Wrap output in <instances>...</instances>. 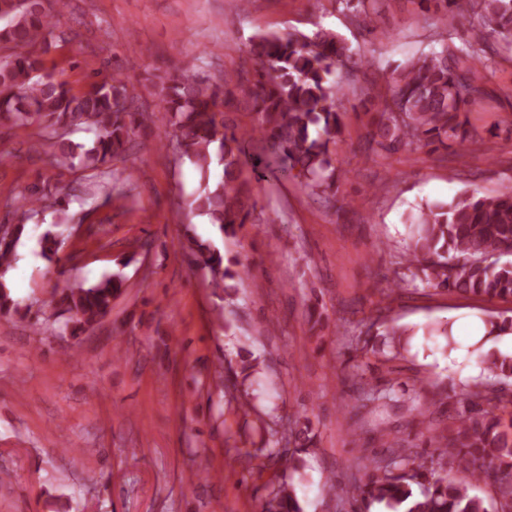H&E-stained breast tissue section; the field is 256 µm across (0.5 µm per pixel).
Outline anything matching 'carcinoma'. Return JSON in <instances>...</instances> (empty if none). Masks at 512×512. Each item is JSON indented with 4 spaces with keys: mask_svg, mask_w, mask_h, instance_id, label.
Masks as SVG:
<instances>
[{
    "mask_svg": "<svg viewBox=\"0 0 512 512\" xmlns=\"http://www.w3.org/2000/svg\"><path fill=\"white\" fill-rule=\"evenodd\" d=\"M435 2L448 25L472 0ZM364 35L373 34L381 0H340ZM484 27L463 47L441 46L393 69L384 93L367 96L361 108L368 116L366 150L392 155L423 147L446 148L477 141L469 114L484 99L486 76L492 66L488 50L494 40L512 48V0H481ZM67 3L59 0H0V43L13 53L0 60V118L16 124L44 119L49 128H83L93 134L90 144L55 141L54 163L71 167L80 162L94 169L126 159L137 124L134 85L117 76L100 75L88 89L75 93L49 72L43 55ZM252 69H241L234 85L199 73L189 60L162 85L159 104L168 115L178 158L195 166L205 184L189 199V211L204 216L226 239L237 237L250 211L243 195L260 181L270 166L310 193L330 199L336 189L335 147L343 131L336 111L338 78L358 64L351 47L335 33L321 29L313 35L299 30L254 35L246 50ZM242 97L253 105L255 125L264 134V153L251 152L245 129L226 118V108ZM122 171L112 173L105 201L127 199L117 187L128 182ZM18 223L0 232V313L19 309L4 279L15 260L17 246L27 230L25 221L39 211L60 205L45 194L30 195ZM410 252L397 273L398 289L432 286L464 296L512 299V187L491 197L462 194L449 201L426 202L410 213ZM193 263L209 270L211 286L228 288L240 272L224 264V255L209 243L187 236ZM64 243L63 232L46 231L40 238L42 255L50 259ZM120 273L79 285L42 303L34 315L40 326L53 317L68 315L65 327L76 337L88 332L112 309V298L122 292ZM386 308L375 310L359 333L349 337V348L361 355L376 352L381 338L387 359L400 355L404 332L387 319ZM482 371L457 400L448 415L437 466L427 465L418 453L393 437L384 442L388 455L372 460L363 477L351 476L344 493L358 512L377 505L387 512H512V420L496 414L512 406V354L478 355ZM360 407L373 413L401 394L394 387L371 383L364 374L347 376ZM285 446L268 449L282 474L296 469L299 456L316 447L308 431L289 428ZM494 478L491 506L473 495L474 483ZM262 512H301L294 485L282 479L268 494Z\"/></svg>",
    "mask_w": 512,
    "mask_h": 512,
    "instance_id": "cac0c4a2",
    "label": "carcinoma"
}]
</instances>
